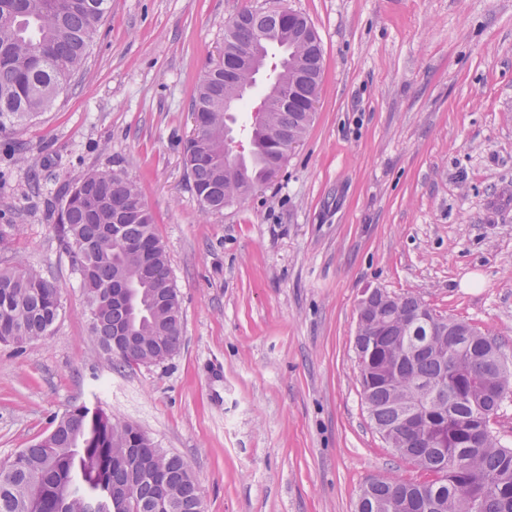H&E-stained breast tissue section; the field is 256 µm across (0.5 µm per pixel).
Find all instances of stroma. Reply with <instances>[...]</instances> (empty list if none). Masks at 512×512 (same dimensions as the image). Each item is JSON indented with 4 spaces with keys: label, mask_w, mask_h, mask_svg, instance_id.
Segmentation results:
<instances>
[{
    "label": "stroma",
    "mask_w": 512,
    "mask_h": 512,
    "mask_svg": "<svg viewBox=\"0 0 512 512\" xmlns=\"http://www.w3.org/2000/svg\"><path fill=\"white\" fill-rule=\"evenodd\" d=\"M304 15L323 54L311 128L241 202L202 211L183 165L195 84L243 9ZM94 169L135 180L183 342L109 367L55 229ZM0 265L60 287L50 336L0 345V463L97 406L194 471L205 512H356L426 480L375 429L354 349L364 290L419 298L512 360V0H112L45 111L0 126Z\"/></svg>",
    "instance_id": "35a3bbf8"
}]
</instances>
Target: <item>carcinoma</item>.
I'll list each match as a JSON object with an SVG mask.
<instances>
[{
    "label": "carcinoma",
    "instance_id": "carcinoma-1",
    "mask_svg": "<svg viewBox=\"0 0 512 512\" xmlns=\"http://www.w3.org/2000/svg\"><path fill=\"white\" fill-rule=\"evenodd\" d=\"M112 0H0V120H21L47 109L85 59ZM227 26L224 50L258 45L265 68L278 73L270 92L281 94L292 62L306 74L302 97L319 98L320 41L284 28L281 11L247 9ZM257 80L239 78L240 90L224 106V65L215 63L195 88L192 111L198 133L187 139L183 165L205 211H221L272 178L277 163L275 130L298 142L310 127L304 102L269 108L254 122L249 161L226 146L234 139L233 115ZM56 231L94 299L91 333L107 361L123 367L158 365L176 354L182 323L165 247L141 267L142 242L161 243L140 187L110 170H94L71 187L57 213ZM125 277L128 298L112 304V284ZM424 304L411 295L376 289L364 315L384 324L356 338L362 397L376 429L394 434L392 448L432 479L375 480L361 490L357 512H512V448L501 443L491 421L512 396V367L493 335L472 329L450 352L448 325L430 328ZM60 293L54 282L22 262L0 268V343L33 345L52 331ZM448 386L406 419L420 381ZM104 469L109 512H202L187 482L189 465L147 443L144 433L100 409L67 410L43 439L0 464V512H92L88 500Z\"/></svg>",
    "mask_w": 512,
    "mask_h": 512
}]
</instances>
